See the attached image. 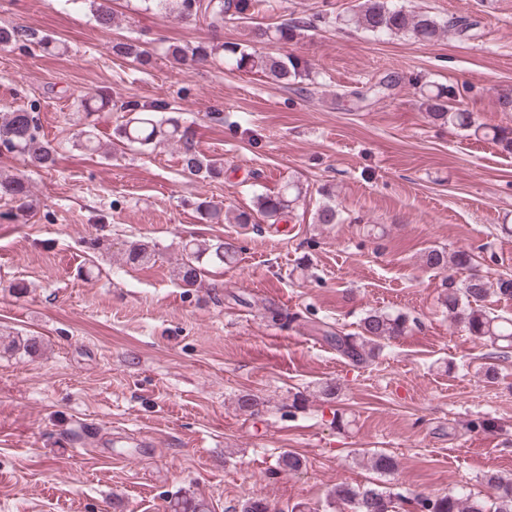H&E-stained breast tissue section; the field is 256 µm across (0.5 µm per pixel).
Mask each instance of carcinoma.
I'll use <instances>...</instances> for the list:
<instances>
[{
  "instance_id": "cac0c4a2",
  "label": "carcinoma",
  "mask_w": 512,
  "mask_h": 512,
  "mask_svg": "<svg viewBox=\"0 0 512 512\" xmlns=\"http://www.w3.org/2000/svg\"><path fill=\"white\" fill-rule=\"evenodd\" d=\"M95 21L108 28L114 23L112 0H91ZM147 10H157L175 19L190 23L202 21L214 31L224 29L227 23H240L268 5V0H142ZM351 21L356 26L378 35H409L422 42H434L452 31L460 37H473L478 22L466 16L440 22L427 12H415L397 7L392 0H362ZM326 22V17L285 22L270 29L256 25L250 29L247 43H199L193 47L171 45L166 55L176 64L188 62L204 64L228 55L237 70L262 73L280 82L296 78L308 70L306 62L292 53L277 56L263 54L256 45L274 40L280 44L293 42L301 31ZM34 40V34L11 23L0 24V49L11 48ZM112 54L127 59L140 69L153 66L154 56L146 44L136 40H119L112 44ZM428 116L459 129L483 133L507 151H512V128L476 122L473 113L461 107V100L453 90L434 86L426 96ZM115 111L125 113V122L116 129L117 135L130 144L142 147L173 145L178 153L181 170L193 180L216 181L224 177L221 162L201 153L195 140V130L186 123L181 113L173 111L164 97L151 100L126 99L113 104ZM75 146L97 151L101 149L97 134L91 129L78 132ZM0 148L24 158L37 169L51 170L57 165V150L40 134L34 115L24 108L0 112ZM301 190L293 182L278 191L259 194L254 207L240 210L233 216L237 224H259L270 221L277 224L288 219ZM0 199L14 205L15 218L26 222L34 211L32 190L28 179L19 174H0ZM190 206L202 223L222 224L224 213L207 197L199 194ZM338 217L336 204L328 201L315 212V223L334 224ZM235 246L222 239H191L181 246V254L173 269L174 280L182 288H195L201 281L205 267H222L234 259ZM156 245L147 240H131L121 255L122 265L136 267L156 262ZM474 254L457 250L451 254L433 249L425 255V265L448 272L445 276L448 294L445 307L448 316L471 336L493 346L512 348V318L494 315L481 302L491 293L512 298V277L490 281L478 273L461 280L453 270H469L474 265ZM409 319L406 315L369 312L359 324L356 334L336 335L332 342L342 356L355 363H364L379 355L382 342L395 340L406 333ZM486 484L491 490L493 509L471 493L458 490L433 497H419L415 508L419 512H512V478L490 474ZM338 512H396L395 497L377 487L337 484L329 493ZM169 512H208L202 499L178 498L169 502Z\"/></svg>"
}]
</instances>
